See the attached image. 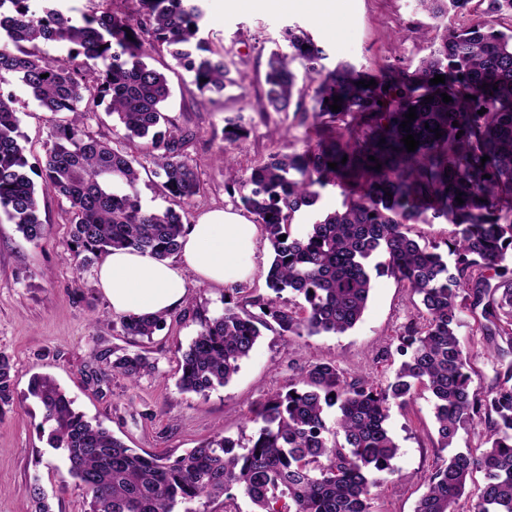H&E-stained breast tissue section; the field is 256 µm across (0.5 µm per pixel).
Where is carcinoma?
<instances>
[{
  "label": "carcinoma",
  "instance_id": "cac0c4a2",
  "mask_svg": "<svg viewBox=\"0 0 512 512\" xmlns=\"http://www.w3.org/2000/svg\"><path fill=\"white\" fill-rule=\"evenodd\" d=\"M31 2L0 0V84L17 80L54 119L38 186L18 142L16 101L0 94V210L26 240L40 242L50 233L40 200L66 205L83 267L119 248L159 260L177 254L183 215L144 208L137 183L149 159L168 195L185 203L197 197L201 182L189 157L195 133L166 115L169 81L144 58L166 50L175 66L193 74L202 96L234 84L228 52L199 37L203 0H88L78 17L58 0H42L37 12ZM419 5L434 21L435 49L413 70L383 69L368 88L356 85L359 75L348 63L325 70L324 49L299 26L284 32L289 52H269L261 111L293 107L301 122L310 119L332 135L251 169L241 203L263 225L273 252L266 284L274 296L251 297L238 284L225 289L224 314L200 321L181 353L175 386L203 397L226 386L262 330L274 325L284 336L347 332L366 308L371 265L407 283L425 310L399 337L393 378L350 379L335 361L315 362L287 390L253 406L251 421L260 427L243 451L220 430L173 459L139 454L86 419L53 378L36 376L29 394L42 409L38 429L62 451L90 512H178L193 501L208 512L210 502L239 495L253 512H374L375 489L393 473L398 450L385 426L390 407L406 405L420 385L433 396L441 447L477 425L484 441L435 466L415 512H512V27L498 29L512 21V0ZM472 12L482 21H462ZM57 43L66 46V58L47 57L43 46ZM437 75L445 83L431 84ZM443 93L452 101L443 102ZM336 96L339 112L330 109ZM307 97L316 104L311 114ZM101 105L117 116L128 141H138L136 150L114 147L93 130L103 124ZM411 107L416 119L404 128ZM349 116L359 124L347 135L340 124ZM224 127L230 144L247 136L239 117L224 119ZM408 134L419 141L413 152L403 143ZM344 182L356 186V199L305 236L291 237L294 215L318 199L314 186ZM429 211L455 226L451 268L438 245L409 235V225L427 223ZM287 289L302 301L283 299ZM464 309L481 310L478 329L487 339L507 338V347L489 353L496 384L486 392L470 386L469 358L457 335ZM166 322L165 315H132L122 319L121 331L149 340ZM109 367L130 380L156 369L140 352L118 355ZM14 399L13 362L0 352V410ZM331 408L337 409L332 419ZM477 472L484 483L464 511L460 501ZM283 499L290 504L279 505Z\"/></svg>",
  "mask_w": 512,
  "mask_h": 512
}]
</instances>
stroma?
<instances>
[{"label": "stroma", "mask_w": 512, "mask_h": 512, "mask_svg": "<svg viewBox=\"0 0 512 512\" xmlns=\"http://www.w3.org/2000/svg\"><path fill=\"white\" fill-rule=\"evenodd\" d=\"M335 22L310 8L253 10L227 0H206L200 36L212 48L229 51L239 72L236 84L198 99L191 73L168 74L169 116L196 135L190 160L202 191L186 209L187 219L224 209L242 212L241 194L254 165L280 153L301 151L315 143L314 128L302 125L294 112H264L259 96L264 87L266 58L283 46L286 28L299 26L324 48L326 68L347 62L373 73L388 65L417 66L432 49V39L417 34L427 23L417 0H344ZM17 101L20 144L31 168L45 156L50 113L19 82L0 87ZM242 116L246 139L224 140V120ZM234 161L236 184H229L221 153ZM349 194L341 186L319 190L315 206L296 213L291 233L304 235L322 215L343 209ZM41 212L50 226L46 240L24 239L0 212V352L11 356L15 403L0 415V512H32L27 494L40 484L53 512H88L76 486H62L67 465L38 431L39 403L28 386L37 374L53 377L74 399L78 410L102 422L128 446L157 456L176 457L208 440L216 431L247 443L258 429L250 422L249 404L285 390L313 362L335 360L347 376L367 375L378 381L393 376L400 363L396 352L405 326L418 315L420 298L389 275L372 273L367 307L355 327L339 335L282 336L267 330L258 339L238 373L208 396L181 394L175 388L178 360L196 336L200 321L224 311L220 287H191L184 306L152 339L134 344L122 336L120 318L112 314L96 283V266L79 268L71 250L70 226L57 200L47 199ZM478 317L462 310L458 338L471 364V386L486 391L495 384L488 358L489 344L478 330ZM144 351L156 364L154 373L130 381L112 373L94 353ZM99 378H92V371ZM388 428L399 446L394 472L379 490L375 512H414L425 491L424 479L448 450L439 446L433 398L417 390L404 407H392Z\"/></svg>", "instance_id": "obj_1"}]
</instances>
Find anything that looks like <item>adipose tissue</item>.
<instances>
[{
    "label": "adipose tissue",
    "instance_id": "adipose-tissue-1",
    "mask_svg": "<svg viewBox=\"0 0 512 512\" xmlns=\"http://www.w3.org/2000/svg\"><path fill=\"white\" fill-rule=\"evenodd\" d=\"M260 233L258 224L240 214L212 210L187 225L175 259L110 251L97 270L98 286L113 314L167 315L184 305L191 285L224 286L250 279Z\"/></svg>",
    "mask_w": 512,
    "mask_h": 512
}]
</instances>
